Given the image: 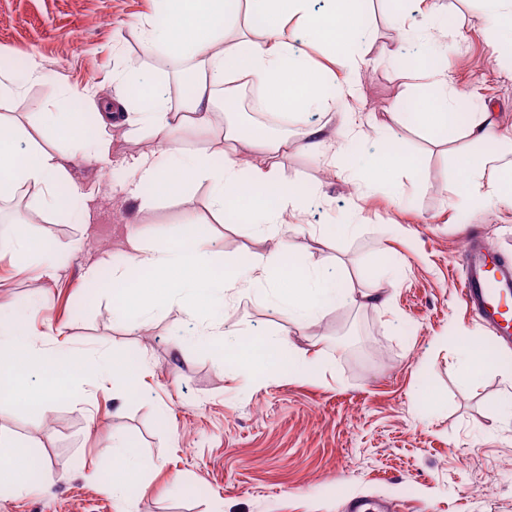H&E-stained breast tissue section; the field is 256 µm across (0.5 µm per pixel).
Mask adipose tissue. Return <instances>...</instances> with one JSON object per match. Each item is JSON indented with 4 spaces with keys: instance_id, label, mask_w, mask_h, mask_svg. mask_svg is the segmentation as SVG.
I'll return each mask as SVG.
<instances>
[{
    "instance_id": "obj_1",
    "label": "adipose tissue",
    "mask_w": 512,
    "mask_h": 512,
    "mask_svg": "<svg viewBox=\"0 0 512 512\" xmlns=\"http://www.w3.org/2000/svg\"><path fill=\"white\" fill-rule=\"evenodd\" d=\"M165 16L163 25L144 26L147 51H162L190 62L193 89L173 108L169 98L157 93L144 96L141 84L117 76L122 102L133 103L128 124L148 130L157 147L131 156L128 175L121 186L126 199L150 208L167 200L190 204V185L206 184L212 210L243 213L252 236L267 237L297 215L300 193L283 186L279 155L289 148L287 138L258 131L243 134L233 124L218 127L215 110L218 96L232 98L231 85L247 79L263 92L267 108L287 113L300 127L302 147L313 156L336 163V136L326 125L312 122L311 114L324 111L329 102L322 87L323 73L311 64L304 50L288 36L293 19L304 20L309 35L329 44L334 60L343 72L339 91L354 95L355 47L365 30L357 12V0H333L324 14L310 10V0H159ZM436 94L416 100L413 116L418 127L443 130L449 137L467 132L476 140H492L496 149L488 155L465 160L461 176L471 179L485 170H512V138L498 134L489 113H471L466 129H459L453 107L454 92L447 75L432 69ZM198 136L221 138L220 154L184 143V130ZM267 153L261 164L242 166V148ZM0 201L41 194V209H56V190L69 174L55 156L34 140L27 129L0 120ZM156 186L154 196L143 194L145 186ZM126 262L113 267L112 284L121 300L135 312L147 314L152 308L173 304L176 294L204 299L223 309L227 301L248 293L253 284L272 285L289 324H312L338 302L362 301L377 307L388 304L379 292L355 293L342 282L325 279L315 268L293 264L287 243L272 253H254L245 265L232 271L213 270L207 239L185 233L175 242H150L136 228L125 236ZM146 271L143 279H130L128 268ZM0 346L8 355L0 359V401L10 405L48 407L56 397L82 385L112 376L108 360L97 355L73 359L63 351L48 353L23 326L0 335ZM43 368L39 391H26L30 372Z\"/></svg>"
}]
</instances>
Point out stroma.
I'll return each mask as SVG.
<instances>
[{
	"instance_id": "obj_1",
	"label": "stroma",
	"mask_w": 512,
	"mask_h": 512,
	"mask_svg": "<svg viewBox=\"0 0 512 512\" xmlns=\"http://www.w3.org/2000/svg\"><path fill=\"white\" fill-rule=\"evenodd\" d=\"M446 21V39L406 37L417 20L414 0H375L368 36L358 47L355 96L331 101L333 124L345 116L356 137L345 151L370 159L378 144L406 157L393 185L359 198L352 171L292 148L282 158L285 182L312 192L284 232L294 258L391 298L387 309L338 304L309 328H289L271 291L253 289L223 311L226 330L285 343L293 360L252 371L225 366L220 337L199 335L213 319L206 301L192 312L157 308L146 318L123 315L109 275L99 296L85 283L88 265L126 261L127 226L149 240L174 241L186 227L209 239L216 269L267 252L276 238L248 235L233 213L214 220L205 186L189 189L190 207L142 209L119 184L100 190L104 173L153 146L148 131L126 134L113 115L107 161L72 158V149L39 128L56 104L60 125L72 118L63 86L94 88L112 100V73L125 69L149 89L175 86L170 56L146 53L141 30L158 16L157 0H0V67L23 69L38 57L52 79L0 99V118L27 128L45 148L67 158L69 189L92 190L88 223L59 204L48 223L28 226L31 252L50 242L63 268L55 281L36 265L19 272L20 256L0 252V323L32 329L48 346L136 362L140 387L124 380L84 385L46 409L0 411V434L33 447L42 489L0 488V512H346L355 497H381L393 512H512V416L498 408L512 389V349L466 309L458 293L471 231L487 250L512 263V201L488 186L462 181L465 157L494 142L415 126L408 116L376 129L403 99L426 96L432 83L420 62L438 57L455 92L479 91L480 110L512 134V37L490 30L482 0H428ZM78 41H71L70 30ZM480 192L485 205L461 207ZM349 223L348 236L330 233ZM82 251H73L74 242ZM462 336L486 349L485 369L469 372L455 348ZM152 466L132 477L115 500L106 477L119 462L107 454L112 434Z\"/></svg>"
}]
</instances>
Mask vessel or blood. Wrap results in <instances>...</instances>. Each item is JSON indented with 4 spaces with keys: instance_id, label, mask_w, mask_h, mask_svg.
<instances>
[{
    "instance_id": "vessel-or-blood-1",
    "label": "vessel or blood",
    "mask_w": 512,
    "mask_h": 512,
    "mask_svg": "<svg viewBox=\"0 0 512 512\" xmlns=\"http://www.w3.org/2000/svg\"><path fill=\"white\" fill-rule=\"evenodd\" d=\"M460 293L500 341H512V264L493 259L480 238L469 244Z\"/></svg>"
}]
</instances>
